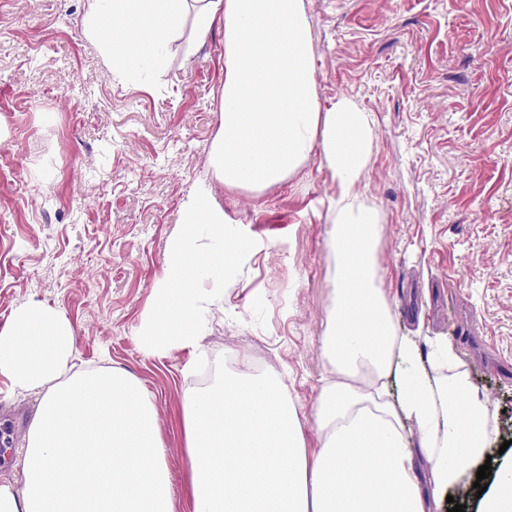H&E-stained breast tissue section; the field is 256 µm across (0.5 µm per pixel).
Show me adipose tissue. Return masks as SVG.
<instances>
[{
	"mask_svg": "<svg viewBox=\"0 0 512 512\" xmlns=\"http://www.w3.org/2000/svg\"><path fill=\"white\" fill-rule=\"evenodd\" d=\"M224 29L222 124L209 158L214 179L185 205L153 303L136 332L141 351L206 355L202 336L224 300V277L250 258L224 245L223 186L254 193L293 175L313 149L332 173V290L323 353L332 380L315 407L308 448L297 406L274 373L216 371L183 396L188 512H431L448 489L472 491L492 440L487 399L473 391L448 342L432 346L435 374L419 373L413 339L397 335L376 281L378 213L356 192L374 140L349 99L322 106L304 0H87L89 38L107 60L156 68L159 46L136 50L128 26L179 35ZM265 40L246 46L253 28ZM67 317L39 301L0 327V376L40 391L20 485L0 484V512H174L171 474L153 398L123 369L70 373ZM404 369L400 404L387 382ZM418 430L406 435V423Z\"/></svg>",
	"mask_w": 512,
	"mask_h": 512,
	"instance_id": "adipose-tissue-1",
	"label": "adipose tissue"
}]
</instances>
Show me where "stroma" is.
<instances>
[{
    "label": "stroma",
    "instance_id": "1",
    "mask_svg": "<svg viewBox=\"0 0 512 512\" xmlns=\"http://www.w3.org/2000/svg\"><path fill=\"white\" fill-rule=\"evenodd\" d=\"M318 94L375 127L361 202L381 216L378 274L398 335L451 344L494 428L512 425V0H304ZM86 0H0V327L59 309L80 368L117 367L153 395L176 512H186L181 396L209 382L190 353H141L135 334L221 124L224 30L167 42L148 78L113 73L83 30ZM320 152L285 182L221 190L252 247L204 336L232 371L282 374L315 447L330 372L333 283ZM38 393L0 378V482L20 483Z\"/></svg>",
    "mask_w": 512,
    "mask_h": 512
}]
</instances>
